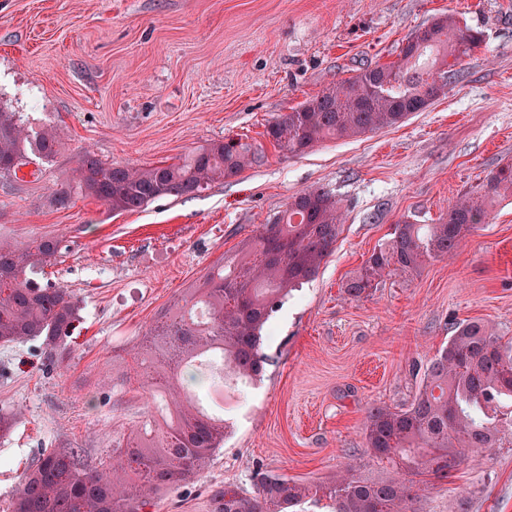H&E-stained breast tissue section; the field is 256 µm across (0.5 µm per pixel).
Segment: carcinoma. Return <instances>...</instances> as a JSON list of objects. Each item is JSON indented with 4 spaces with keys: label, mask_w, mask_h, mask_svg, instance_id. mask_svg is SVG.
Listing matches in <instances>:
<instances>
[{
    "label": "carcinoma",
    "mask_w": 512,
    "mask_h": 512,
    "mask_svg": "<svg viewBox=\"0 0 512 512\" xmlns=\"http://www.w3.org/2000/svg\"><path fill=\"white\" fill-rule=\"evenodd\" d=\"M483 33L442 14L414 29L399 60L367 66L300 107L279 116L266 136L279 151L302 154L330 139L358 138L404 123L448 94L452 67L471 56ZM63 147L50 129L30 130L14 112L0 111V175L17 174L28 153L51 160ZM263 155L245 144L212 142L170 165H107L88 150L76 154L71 190L104 202L114 214L134 212L163 196H192L238 176ZM512 198V164L465 193L437 224L403 219L366 259L344 292L369 297L383 277L418 272L430 260L451 257L497 204ZM340 199L323 187L292 196L287 208L261 225L239 255L216 263L203 281L175 299L147 331L136 352L142 381L158 419L145 422L112 448V462L89 467L75 448L39 454L0 512H151L163 493L194 479L224 444V418L204 413L194 392L214 380L196 366L208 353L224 356V376L247 385L261 379L268 358L263 336L293 290L311 280L341 230ZM62 240L0 241V344L39 339L48 359L62 356L61 341L79 307L61 287L41 288L27 271L51 261ZM189 378L195 388L185 389ZM512 336L479 320L456 324L448 342L423 368L420 384L402 408L368 410L364 439L369 459L388 461L397 474L373 478L368 463H348L333 481L315 487L263 474L252 494L217 484L209 512H296L314 495L330 512H419L427 478L445 480L466 461L503 445L512 426Z\"/></svg>",
    "instance_id": "obj_1"
}]
</instances>
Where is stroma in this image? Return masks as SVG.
Here are the masks:
<instances>
[{
  "mask_svg": "<svg viewBox=\"0 0 512 512\" xmlns=\"http://www.w3.org/2000/svg\"><path fill=\"white\" fill-rule=\"evenodd\" d=\"M441 14L484 35L446 97L398 127L301 155L272 145L269 123L360 68L397 61L411 31ZM0 109L55 129L64 144L52 160L33 154L0 176V240L62 239L45 276L80 307L56 363L37 340L0 346V411L15 416L0 437L2 502L43 450L111 462L152 405L121 382L139 337L311 187L342 202L335 250L276 313L262 380L225 388L237 425L223 448L155 512H207L210 486L250 491L258 471L329 482L349 458H365L370 407L411 401L413 365L436 354L453 324L478 319L512 336V200L453 257L384 278L360 301L344 292L398 220L438 223L512 161V0H0ZM229 140L264 151L265 162L199 195L123 214L90 196L55 200L77 149L146 167ZM504 439L431 480L421 512H512V427Z\"/></svg>",
  "mask_w": 512,
  "mask_h": 512,
  "instance_id": "35a3bbf8",
  "label": "stroma"
}]
</instances>
